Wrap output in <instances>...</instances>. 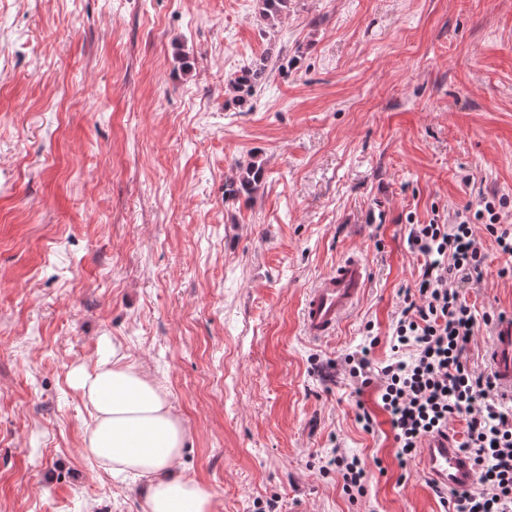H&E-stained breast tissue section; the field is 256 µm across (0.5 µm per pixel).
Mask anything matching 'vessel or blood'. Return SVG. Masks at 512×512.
I'll return each instance as SVG.
<instances>
[{
  "label": "vessel or blood",
  "mask_w": 512,
  "mask_h": 512,
  "mask_svg": "<svg viewBox=\"0 0 512 512\" xmlns=\"http://www.w3.org/2000/svg\"><path fill=\"white\" fill-rule=\"evenodd\" d=\"M367 280V265L357 255L342 259L324 275L305 299L303 323L308 335L317 339L332 335L361 299ZM485 361L500 392L512 398V312L491 322ZM420 468L428 481L444 489L463 491L476 483L471 457L447 435H433L423 442Z\"/></svg>",
  "instance_id": "obj_1"
}]
</instances>
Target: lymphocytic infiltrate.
<instances>
[{"instance_id": "1", "label": "lymphocytic infiltrate", "mask_w": 512, "mask_h": 512, "mask_svg": "<svg viewBox=\"0 0 512 512\" xmlns=\"http://www.w3.org/2000/svg\"><path fill=\"white\" fill-rule=\"evenodd\" d=\"M506 199L484 197L449 215L409 227L407 243L421 261L405 289L391 337L393 362L380 371L378 398L388 414L398 455L416 456L423 439L466 424L459 448L474 463V490L441 498L445 512H512V408L497 398L490 375L475 370L468 350L491 314H477L461 284L479 277L487 255L475 227L483 225L499 256L512 262V225L501 221Z\"/></svg>"}]
</instances>
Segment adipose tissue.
Masks as SVG:
<instances>
[{
	"label": "adipose tissue",
	"instance_id": "1",
	"mask_svg": "<svg viewBox=\"0 0 512 512\" xmlns=\"http://www.w3.org/2000/svg\"><path fill=\"white\" fill-rule=\"evenodd\" d=\"M72 380L91 410L86 454L111 473L143 479L145 512H213L212 493L174 471L188 434L168 392L122 357L77 368Z\"/></svg>",
	"mask_w": 512,
	"mask_h": 512
}]
</instances>
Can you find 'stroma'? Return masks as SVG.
Listing matches in <instances>:
<instances>
[{"label":"stroma","mask_w":512,"mask_h":512,"mask_svg":"<svg viewBox=\"0 0 512 512\" xmlns=\"http://www.w3.org/2000/svg\"><path fill=\"white\" fill-rule=\"evenodd\" d=\"M252 156L263 180L225 199ZM492 194L512 201V0H289L272 28L256 0H0V512H143L86 455L69 378L115 350L169 392L215 512H441L344 359L369 331L373 370L392 357L410 223ZM481 242L462 292L512 312ZM353 253L363 296L313 340L306 294ZM263 60V61H262ZM264 59H261L259 64H254L252 67L246 68L241 71V74L234 77L230 81V86L235 92H240L244 88L247 91L257 87L264 79L266 65ZM333 453L335 455L329 462L336 466V471L341 475L343 490L351 497L356 496L354 493L364 496L366 492L365 470L361 460L356 457L349 459L346 456L339 455L336 449L333 450Z\"/></svg>","instance_id":"stroma-1"}]
</instances>
